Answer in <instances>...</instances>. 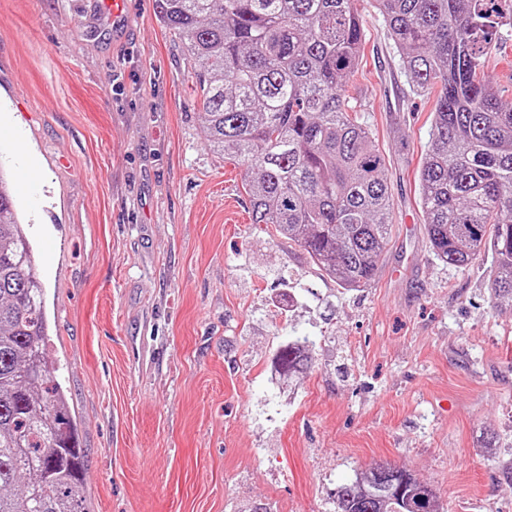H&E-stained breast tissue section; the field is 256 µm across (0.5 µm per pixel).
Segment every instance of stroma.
Returning a JSON list of instances; mask_svg holds the SVG:
<instances>
[{"mask_svg": "<svg viewBox=\"0 0 512 512\" xmlns=\"http://www.w3.org/2000/svg\"><path fill=\"white\" fill-rule=\"evenodd\" d=\"M0 0V160L45 288L46 353L86 450V512H336L386 464L441 512H512V308L491 255L435 256L419 206L433 98L372 0L353 78L386 158L377 276L345 288L210 152L185 40L155 0ZM512 102V35L485 59ZM310 340L311 363L279 352ZM308 343L309 340L306 337H298L282 350L279 362L284 369L288 370V373L297 372L308 364L311 359Z\"/></svg>", "mask_w": 512, "mask_h": 512, "instance_id": "35a3bbf8", "label": "stroma"}]
</instances>
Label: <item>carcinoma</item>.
<instances>
[{
	"label": "carcinoma",
	"instance_id": "cac0c4a2",
	"mask_svg": "<svg viewBox=\"0 0 512 512\" xmlns=\"http://www.w3.org/2000/svg\"><path fill=\"white\" fill-rule=\"evenodd\" d=\"M413 88L434 96L420 207L434 254L494 257L491 291L512 303V103L484 76L500 37L495 0H374ZM194 61L209 149L246 166L255 224H272L345 288L376 277L391 231L385 157L349 84L363 60L354 0H156ZM44 286L0 167V512H85L84 450L44 355ZM309 340L279 355L297 372ZM380 467L338 487L337 512H438Z\"/></svg>",
	"mask_w": 512,
	"mask_h": 512
}]
</instances>
